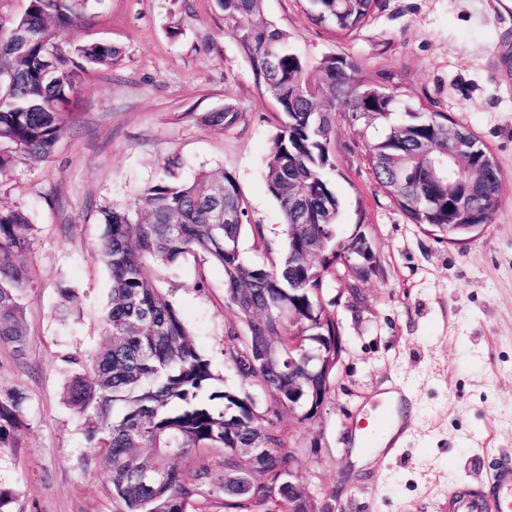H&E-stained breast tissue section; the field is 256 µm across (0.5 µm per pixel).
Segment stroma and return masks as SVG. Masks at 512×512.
<instances>
[{"mask_svg": "<svg viewBox=\"0 0 512 512\" xmlns=\"http://www.w3.org/2000/svg\"><path fill=\"white\" fill-rule=\"evenodd\" d=\"M304 4L265 0V13L311 65L337 53L364 75L394 73L415 101L467 125L502 171L492 224L443 241L395 206L368 167L364 140L337 124L335 184L347 209L339 234L363 219L377 268L355 300L347 280L327 282L344 345L331 390L313 420L276 422L300 449L295 480L320 510L448 512L449 486L480 484L491 460H512V0H378L348 37L313 24ZM77 37L119 47L120 62L85 75L80 119L48 163L22 162L0 176V206L29 209L35 224L20 257L32 278L25 354L18 360L0 346V389H21L28 404L19 448L0 452V485L17 491L15 512L118 510L104 472L83 464L84 436L62 400L67 356L80 355V372L92 377L104 335L110 278L98 258L100 208L127 207L173 161L183 180L202 169L233 172L251 223L274 242L281 228L264 178L281 114L215 0H95ZM227 104L242 118L224 132L194 119ZM150 275L226 388L269 404L224 356L227 330L243 325L224 301L223 267L189 259ZM62 281L77 295L65 324L55 315ZM397 384L410 398V428L391 454L355 469L351 424Z\"/></svg>", "mask_w": 512, "mask_h": 512, "instance_id": "1", "label": "stroma"}]
</instances>
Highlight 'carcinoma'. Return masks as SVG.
Returning a JSON list of instances; mask_svg holds the SVG:
<instances>
[{"instance_id":"1","label":"carcinoma","mask_w":512,"mask_h":512,"mask_svg":"<svg viewBox=\"0 0 512 512\" xmlns=\"http://www.w3.org/2000/svg\"><path fill=\"white\" fill-rule=\"evenodd\" d=\"M90 0H29L19 17H0V173L17 160L47 161L60 137L79 119L75 109L84 75L111 67L122 51L81 42L78 22ZM265 96L282 114L272 139L266 182L282 215L281 259L246 263L240 250L248 205L236 175L205 170L182 181L164 168L127 208L100 210L104 234L99 260L112 284L105 312L107 336L92 358L93 380L73 372L64 401L80 421L85 464H100L119 512H190L208 477L207 452H224L225 482L212 490L224 512L288 509V462L295 453L274 429L288 407V343L308 348L324 337L323 356L336 369L335 299L324 285L336 277V239L343 206L332 174L331 147L340 120L358 126L378 184L413 223L439 232L493 219L502 172L488 147L465 125L414 104L398 88L361 75L349 57L326 55L311 70L290 35L265 15V0H216ZM377 0H309L317 25L350 35L365 25ZM35 37L18 41L13 32ZM227 104L199 116L214 131L236 124ZM476 145L465 164L448 158V127ZM235 224L215 222L211 201ZM34 224L23 207H0V345L22 355L26 346L24 294L30 276L17 264L30 250ZM366 243L360 225L343 241L357 253ZM203 258L224 269V294L247 329L246 347L230 351L242 379L272 388L278 398L258 410L246 392L224 389L212 361L148 270ZM76 295L58 286L56 313L72 315ZM28 426L26 397L0 390V451L18 447Z\"/></svg>"}]
</instances>
